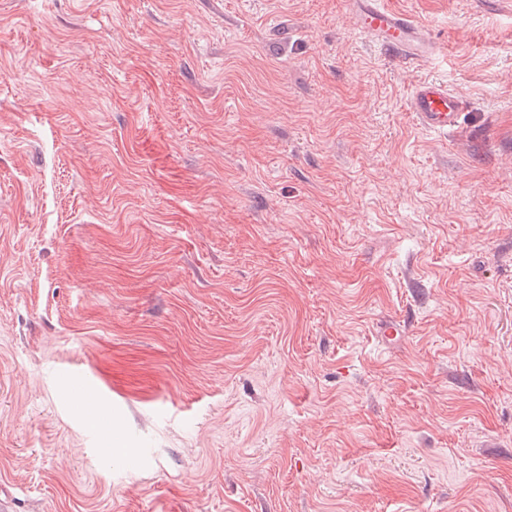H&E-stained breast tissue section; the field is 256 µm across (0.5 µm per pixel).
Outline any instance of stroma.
Here are the masks:
<instances>
[{
    "mask_svg": "<svg viewBox=\"0 0 512 512\" xmlns=\"http://www.w3.org/2000/svg\"><path fill=\"white\" fill-rule=\"evenodd\" d=\"M387 2L443 53L342 0H0L12 512H512V0ZM362 36L398 64L422 66L442 53L428 28L386 0H344ZM463 108L464 99L460 93L433 79L415 84L407 99V109L420 125L444 134L455 128Z\"/></svg>",
    "mask_w": 512,
    "mask_h": 512,
    "instance_id": "1",
    "label": "stroma"
}]
</instances>
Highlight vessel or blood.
<instances>
[{
	"mask_svg": "<svg viewBox=\"0 0 512 512\" xmlns=\"http://www.w3.org/2000/svg\"><path fill=\"white\" fill-rule=\"evenodd\" d=\"M362 36L379 46L394 62L421 66L438 56L442 48L428 28L386 0H344ZM464 99L446 83L424 79L409 92L407 109L425 128L445 133L454 129Z\"/></svg>",
	"mask_w": 512,
	"mask_h": 512,
	"instance_id": "obj_1",
	"label": "vessel or blood"
}]
</instances>
